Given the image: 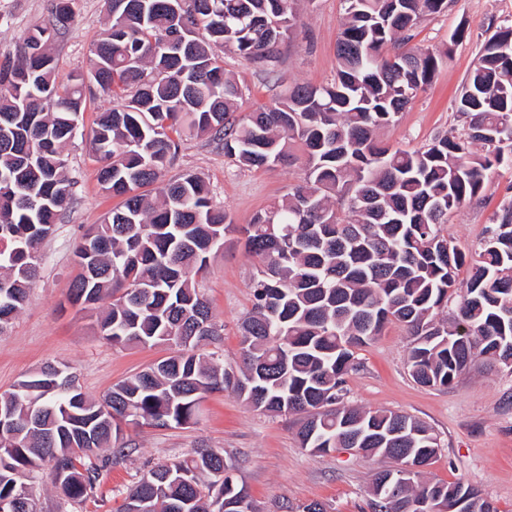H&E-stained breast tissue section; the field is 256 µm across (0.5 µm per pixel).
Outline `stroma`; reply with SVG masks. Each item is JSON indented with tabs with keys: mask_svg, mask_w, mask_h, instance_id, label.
<instances>
[{
	"mask_svg": "<svg viewBox=\"0 0 512 512\" xmlns=\"http://www.w3.org/2000/svg\"><path fill=\"white\" fill-rule=\"evenodd\" d=\"M50 0H0V60L15 56L29 29L43 24ZM76 22L56 39L52 53L60 77L87 72L90 49L108 24L104 0H75ZM342 0L300 4L296 33L281 46L278 71L283 83L319 85L333 79L336 42L343 18ZM512 21V0H450L446 11L423 18L413 31V45L447 51L432 83L381 131V144L416 150L434 138L463 133L466 120L454 101L488 37ZM224 71L244 89L242 113L272 105L277 90L261 67L225 54ZM111 98L88 96L84 129L67 142V173L75 182V200L43 250L38 276L25 307L0 332V394L44 364L65 363L76 372L83 392L101 397L112 386L169 356L167 347L121 348L103 340L89 313L68 299L78 274L72 245L83 228L101 223L121 204L102 191L89 136L99 112ZM201 176L214 204L234 223H250L271 201L287 194L304 176L302 163L246 169L225 157L222 146L193 138L182 145L165 172ZM512 201V168L492 171L479 198L453 213L445 232L464 251L477 248L504 204ZM258 264L239 234L227 236L213 251L198 281L209 299L215 322L223 327L219 344L225 366L241 363V323L251 309L250 283ZM410 336L398 323L388 324L357 352L359 367L347 378V398L366 409H390L415 416L439 441L426 467L427 478L461 481L490 499L498 512H512V368L492 373L470 371L447 388L418 385L408 373ZM132 446L125 457L104 470L95 502H63L48 472H41L32 492L41 512H116L146 466L184 457L196 448L222 450L239 484L259 512H296L320 502L326 512H366L373 475L389 467L386 459L343 451L316 456L301 448L291 417L255 411L229 391L207 395L198 421L187 428L126 427Z\"/></svg>",
	"mask_w": 512,
	"mask_h": 512,
	"instance_id": "35a3bbf8",
	"label": "stroma"
}]
</instances>
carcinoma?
I'll return each instance as SVG.
<instances>
[{"label": "carcinoma", "mask_w": 512, "mask_h": 512, "mask_svg": "<svg viewBox=\"0 0 512 512\" xmlns=\"http://www.w3.org/2000/svg\"><path fill=\"white\" fill-rule=\"evenodd\" d=\"M299 2L106 0L88 79L65 81L50 47L75 13L72 0H52L46 22L24 35L21 61L0 63V332L26 304L42 247L73 202L63 146L94 86L117 100L92 129L98 182L123 202L75 240L69 299L114 346L175 349L100 400L52 363L1 394L0 512H39L27 483L45 465L66 500L90 501L101 471L125 456L122 426L193 424L219 391L262 413L300 416V445L313 454L360 448L391 460L374 475L369 512H497L462 481L405 474L439 448L426 425L344 397L356 349L393 322L412 336L408 368L424 386L448 387L480 362L512 367V202L470 254L444 234L493 167H512V25L482 45L456 100L468 132L407 151L381 145L376 132L426 89L448 52L383 48L410 40L448 0H343L333 80L292 83L273 106L238 117L242 88L214 48L279 81L278 47L295 31ZM184 137L218 140L257 169L294 163L298 142L305 176L239 229L194 173L169 181L159 200L139 192ZM234 230L259 264L236 368L207 350L221 334L198 288L209 253ZM464 266L466 296L456 317L441 319ZM231 471L224 453L195 448L153 465L119 512H256Z\"/></svg>", "instance_id": "cac0c4a2"}]
</instances>
